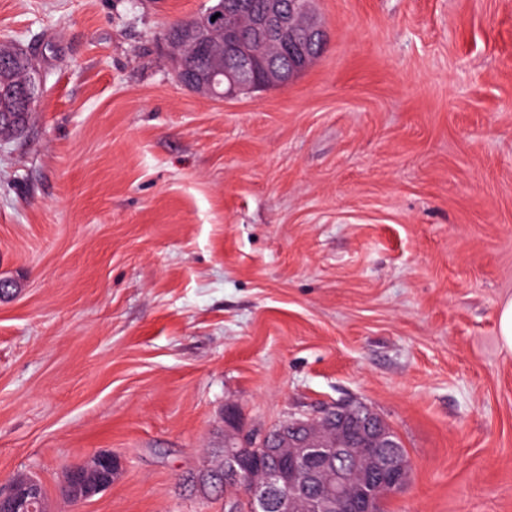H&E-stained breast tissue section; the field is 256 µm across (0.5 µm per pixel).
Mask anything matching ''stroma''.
<instances>
[{
  "mask_svg": "<svg viewBox=\"0 0 512 512\" xmlns=\"http://www.w3.org/2000/svg\"><path fill=\"white\" fill-rule=\"evenodd\" d=\"M208 0H0L44 78L0 147V484L47 512H224V413L370 406L385 512H512V0H315L288 87L200 97L161 37ZM120 463L78 503L68 468Z\"/></svg>",
  "mask_w": 512,
  "mask_h": 512,
  "instance_id": "35a3bbf8",
  "label": "stroma"
}]
</instances>
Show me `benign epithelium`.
Segmentation results:
<instances>
[{"label": "benign epithelium", "mask_w": 512, "mask_h": 512, "mask_svg": "<svg viewBox=\"0 0 512 512\" xmlns=\"http://www.w3.org/2000/svg\"><path fill=\"white\" fill-rule=\"evenodd\" d=\"M244 10L242 0H219L177 33L164 37L182 86L219 100L252 91L259 84L284 88L315 58L310 53L311 44L325 39L324 30L305 0L298 7L287 0H263L259 9L247 11L245 24L225 21V17ZM270 39L288 45L292 66L284 68L253 53L254 44ZM189 47L209 51L208 60L188 67ZM14 61L28 74L23 89L25 97L32 101L41 89L33 59L18 51ZM261 438L270 443L276 457L291 461L290 472L271 467L262 481H248L252 467L249 438L227 413L222 458L192 477L197 491L208 495L211 489L205 484L206 478L223 468L238 487L235 496L224 498V512H239L240 500L249 503L250 512H298L303 500L310 502L309 512H378V495L372 486L356 495L349 493L353 464L358 460L355 449L371 448L370 459L377 472L392 477L400 470V463L389 451L393 444L385 434L382 419L370 405L360 401H338L313 417L286 420ZM41 500V483L29 478L22 488L14 483L8 492H0V512H38Z\"/></svg>", "instance_id": "benign-epithelium-1"}]
</instances>
